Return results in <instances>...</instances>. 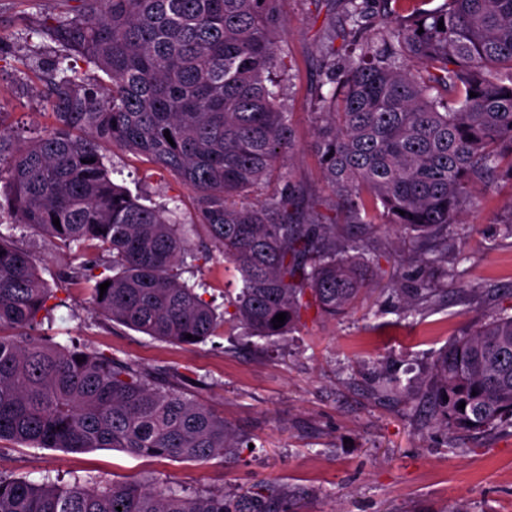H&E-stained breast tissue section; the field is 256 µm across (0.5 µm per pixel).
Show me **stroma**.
Wrapping results in <instances>:
<instances>
[{"label":"stroma","mask_w":512,"mask_h":512,"mask_svg":"<svg viewBox=\"0 0 512 512\" xmlns=\"http://www.w3.org/2000/svg\"><path fill=\"white\" fill-rule=\"evenodd\" d=\"M72 0H0V123L46 133L55 125L52 99L37 62L57 46L29 36L46 17L72 8ZM279 38L288 67L282 74L296 150L287 168L293 184L329 197L314 152L315 93L329 27L343 23L342 0H281ZM113 181L140 203L192 225L184 254V280L223 308L239 275L210 245L193 190L146 158L112 146L103 150ZM512 177L478 189L462 234L448 239L443 301L403 317L396 281L418 269L395 230L380 228L381 255L374 285L358 305L334 317L308 311L284 337L266 341L243 325L185 347L107 323L85 308L87 294L55 286L56 276L82 255L58 241L13 225L0 214V233L25 250L55 289L48 333L108 355L186 378L190 397L222 414L251 447L205 462L135 457L109 448L70 452L0 442V473L39 482L137 481L172 483L189 492L221 491L233 498L260 484L303 488V512H512V428L450 434L430 418L422 394L438 354L461 330L480 327L489 312L512 306ZM397 375L406 391L375 390Z\"/></svg>","instance_id":"1"}]
</instances>
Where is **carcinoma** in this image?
I'll list each match as a JSON object with an SVG mask.
<instances>
[{"label":"carcinoma","mask_w":512,"mask_h":512,"mask_svg":"<svg viewBox=\"0 0 512 512\" xmlns=\"http://www.w3.org/2000/svg\"><path fill=\"white\" fill-rule=\"evenodd\" d=\"M76 2L30 30L59 47L44 70L56 125L17 147L0 125V180L15 223L97 251L59 283L88 290L91 311L108 321L183 346L219 335L228 320L284 336L312 308L334 316L356 302L378 264L370 239L383 224L412 235L426 269L394 289L410 315L438 296L432 276L448 229L464 223L479 185L512 176V0L431 9L408 0L377 19L367 0H343L315 117L328 200L286 180L295 135L277 79L286 68L279 0ZM346 36L354 47L336 49ZM79 62L111 76L103 94L83 86ZM105 145L147 157L194 190L212 243L241 277L230 317L180 280L185 228L111 180ZM105 255L113 274L97 275ZM51 298L30 256L0 235V441L194 461L243 447L224 418L161 374L33 337ZM425 396L447 431L512 427V313L498 308L454 337ZM306 497L270 485L234 500L167 483L0 474V512H301Z\"/></svg>","instance_id":"cac0c4a2"}]
</instances>
